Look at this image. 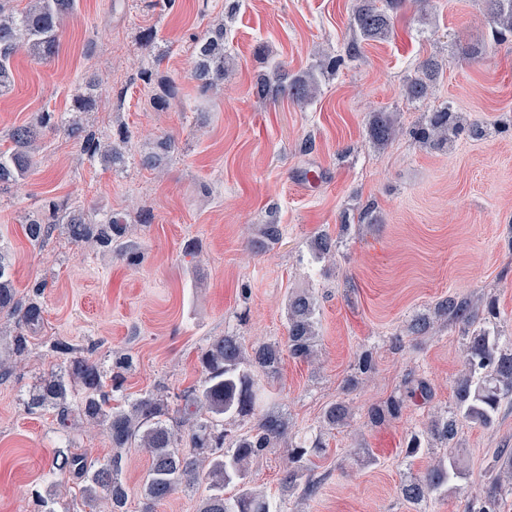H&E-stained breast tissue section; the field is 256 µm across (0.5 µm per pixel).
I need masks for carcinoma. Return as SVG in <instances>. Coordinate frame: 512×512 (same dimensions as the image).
I'll return each instance as SVG.
<instances>
[{"label": "carcinoma", "instance_id": "1", "mask_svg": "<svg viewBox=\"0 0 512 512\" xmlns=\"http://www.w3.org/2000/svg\"><path fill=\"white\" fill-rule=\"evenodd\" d=\"M487 22L497 37L512 33V0H485ZM415 6L423 11L427 0H355L350 24L359 40L347 45L345 56L320 57L305 72L288 76L283 63L263 58L265 71L258 74L255 94L263 99H276L286 93L299 105L310 103L320 91L321 79L336 70L344 59L353 60L364 41L384 40L393 29L398 12ZM76 9V0H28L20 12L10 8V0H0V93L13 89L12 60L18 51L46 59L57 51L64 21ZM231 30L223 23L209 29L193 42V77L201 94L206 95L224 83L229 69L226 45ZM442 64L435 58L422 60L405 79V96L410 101L427 98L437 81ZM100 82L90 79L78 84L72 94L73 114L40 112L33 121L13 128L9 139L13 148L0 151V191L25 178L35 165L37 141L45 133H59L78 142L81 152L90 159H99L111 168L124 166L122 149L103 143L96 134L81 124L76 114L90 112L100 98ZM367 131L373 145L385 147L400 134L407 133L414 141L436 149L446 147L461 135L472 138L484 135L482 124H464L445 105L428 113L424 120L403 128L392 112H372ZM123 220L114 214L90 217L66 202L50 200L37 216L25 223V234L32 242L50 235L55 225H66L69 237L77 244L93 243L112 248L121 236ZM18 316L10 337L8 355L0 354V377L12 368V362L28 352L29 333L42 320L38 302L17 298L6 254L0 251V313ZM500 312L490 302L479 308L465 297L448 296L435 308V316L445 323L460 327L466 337L464 369L453 385L454 408L447 416L432 419L426 430L411 437L406 457L416 458L434 445L448 447L463 419L481 428L491 427L504 400L512 397V349L500 345L501 334L496 320ZM315 302L309 295L288 299V339L286 347L263 343L248 348L241 339L225 335L211 340L198 355L201 379L177 397L175 413L164 396L146 393L124 407L109 405V395L102 392L104 371L89 358L75 355V349L59 339L52 350L67 356L60 368L48 373L29 393L27 404L32 409L52 408L58 411L60 425L68 427L67 398L80 395L79 413L89 424L106 427L112 447L118 452L100 466L88 461L86 455L73 453L54 460L55 469L77 474L79 492L88 505L101 498L109 501L108 512H123L126 488L122 482V448H143L149 453L151 465L143 480V512H154V505L178 488L192 489L201 482L209 486V494L201 512H284L250 485V465L278 444H286V469L281 478L282 495L306 501L314 496L319 482L311 478L306 462L323 451L322 438L307 445L289 440L285 417L265 409L267 389L253 374L257 369L268 377L279 375L283 352L300 361L316 357ZM431 396L430 386L419 381L405 392L372 406L368 411L374 423L399 417L404 403L416 397ZM254 416L253 428L234 434L224 422ZM350 416L343 402L331 404L323 413L321 429L332 431L347 423ZM491 474L484 495L468 499L463 512H499V501L506 489H512V453L505 448L492 452ZM463 477L456 460L446 454L434 459L420 478L403 488L405 500L417 506L427 502L448 484ZM234 486L237 492L225 496L224 490Z\"/></svg>", "mask_w": 512, "mask_h": 512}]
</instances>
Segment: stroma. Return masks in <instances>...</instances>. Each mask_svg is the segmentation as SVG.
Instances as JSON below:
<instances>
[{"instance_id": "obj_1", "label": "stroma", "mask_w": 512, "mask_h": 512, "mask_svg": "<svg viewBox=\"0 0 512 512\" xmlns=\"http://www.w3.org/2000/svg\"><path fill=\"white\" fill-rule=\"evenodd\" d=\"M352 5L241 0L233 67L206 99L191 76V37L222 17L224 0H78L58 55L14 57L15 86L0 96L1 138L42 109L68 111L75 85L100 77L106 95L81 120L103 137L126 128L130 141L115 170L88 161L74 140L46 134L34 171L0 193V248L11 257L18 296L46 283L42 329L0 379V512H90L77 498L78 479L52 461L70 452L100 463L113 455L105 427L75 413L64 430L54 410L28 409V394L60 362L53 340L68 338L107 371L132 357L110 392L113 404L149 392L172 398L200 380L199 352L215 337L286 343L288 299L303 293L316 302L318 357L284 358L267 406L298 440L316 433L332 403L346 402L351 418L312 459L317 496L287 503V512H414L402 488L430 457L410 460L404 450L412 432L452 407L464 337L446 325L411 335L412 318L433 316L451 295L492 300L512 335V35L494 38L483 0H432L427 13L399 12L389 38L362 43L308 105L255 95L259 48L289 74L306 71L316 53H344L354 37ZM148 28L168 48L161 61L139 45ZM466 45L480 54H462ZM431 56L443 72L430 96L406 100V76ZM144 69L153 70L152 83L142 81ZM168 80L178 92L154 109L151 98ZM442 103L482 120L485 136L440 151L405 136L383 149L370 142L368 113L397 112L408 128ZM168 137L174 145L161 165L140 166ZM50 198L121 214L122 239L138 248L139 264L74 244L61 224L44 243L30 242L23 223ZM367 205L378 223L344 224L345 213ZM268 224L279 225V240L262 241ZM322 233L338 242L333 258L314 257L311 242ZM365 350L374 369L360 375L354 365ZM420 379L431 386L429 400L370 423L372 405ZM450 448L464 476L424 512H462L481 494L489 455L512 449V403L491 429L461 423ZM122 457L125 512H142L149 455L128 448Z\"/></svg>"}]
</instances>
